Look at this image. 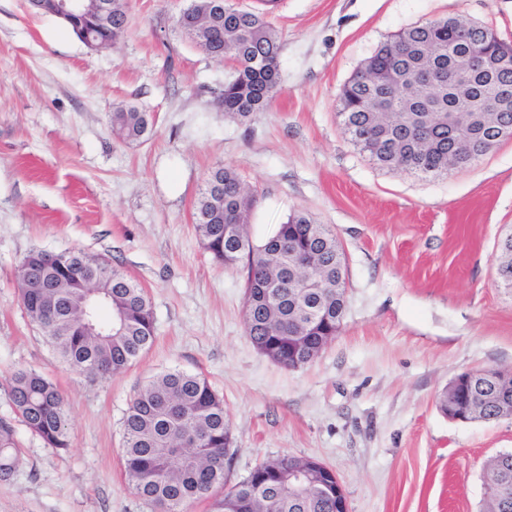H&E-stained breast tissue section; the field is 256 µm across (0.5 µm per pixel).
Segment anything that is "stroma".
<instances>
[{"instance_id": "obj_1", "label": "stroma", "mask_w": 512, "mask_h": 512, "mask_svg": "<svg viewBox=\"0 0 512 512\" xmlns=\"http://www.w3.org/2000/svg\"><path fill=\"white\" fill-rule=\"evenodd\" d=\"M188 3L126 0L124 35L93 49L26 0H0V418L14 416L9 375L27 368L59 387L70 425L55 452L16 424L23 456L0 512H152L125 479L122 421L167 370L223 399L227 484L290 454L329 468L349 512H481L482 465L512 452V419L453 421L437 398L464 371L512 369V289L495 260L512 228V138L440 176L393 171L351 141L338 98L419 23L469 20L512 43V0H278V91L242 120L217 104L230 68L176 28ZM127 107L152 118L134 143L112 133ZM219 166L256 194L253 244L303 210L346 254L343 327L304 367L252 345L243 275L195 231ZM36 247L104 257L145 288L154 342L126 371L87 379L30 322L17 266Z\"/></svg>"}]
</instances>
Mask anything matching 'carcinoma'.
Masks as SVG:
<instances>
[{"label":"carcinoma","mask_w":512,"mask_h":512,"mask_svg":"<svg viewBox=\"0 0 512 512\" xmlns=\"http://www.w3.org/2000/svg\"><path fill=\"white\" fill-rule=\"evenodd\" d=\"M194 17L181 14L178 28L215 60L232 62L219 104L224 114L245 119L267 108L279 84L280 41L263 13L238 9L224 0V20L209 34L193 33ZM123 0L112 10V29L100 37L117 39L127 29ZM460 36L449 20L413 25L382 43L344 86L339 115L344 130L371 160L415 175L448 172V94L440 112L427 101L438 90L448 56ZM512 98V68L487 82L483 96L461 99L457 107L489 105ZM150 115L136 108L112 113V131L140 140ZM241 181L228 167L212 170L194 212L196 233L206 251L226 266L243 264L246 335L267 357L288 363V336L296 324L326 303L335 291L336 270L281 287L299 253L315 245L328 258L336 237L304 212L294 213L275 237L255 246L247 231L254 193L237 191ZM32 249L17 268L19 297L29 317L71 369L89 378L125 371L154 340V317L146 291L106 259L65 250L51 262ZM15 413L29 431L53 450L69 448L65 398L40 373L14 371L8 379ZM128 486L161 512H185L192 501L224 483V449L231 443L224 402L199 375L163 372L134 394L122 422ZM22 448L10 419L0 418V480L10 478ZM288 457L258 465L233 494L217 499L214 512H336V500L320 497L304 505L288 500Z\"/></svg>","instance_id":"cac0c4a2"}]
</instances>
